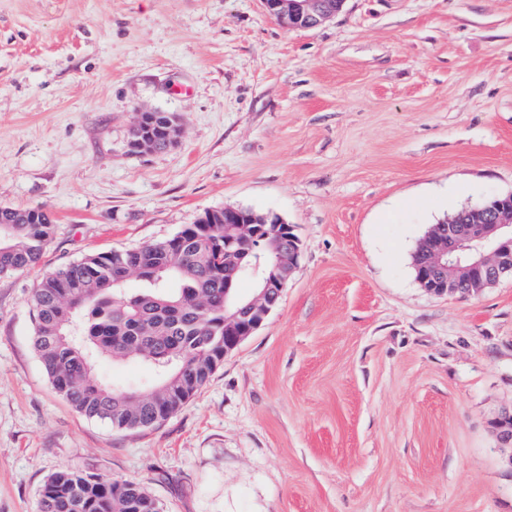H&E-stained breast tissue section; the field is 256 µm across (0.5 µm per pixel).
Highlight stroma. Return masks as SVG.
Instances as JSON below:
<instances>
[{
  "mask_svg": "<svg viewBox=\"0 0 512 512\" xmlns=\"http://www.w3.org/2000/svg\"><path fill=\"white\" fill-rule=\"evenodd\" d=\"M179 145L134 154L139 111ZM512 193V0H345L286 28L261 0H0V206L50 212L0 277V512L67 469L165 512H512V279L429 294L430 225ZM294 225L275 310L148 430L87 419L33 346L32 292L205 209Z\"/></svg>",
  "mask_w": 512,
  "mask_h": 512,
  "instance_id": "stroma-1",
  "label": "stroma"
}]
</instances>
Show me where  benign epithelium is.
Instances as JSON below:
<instances>
[{"label":"benign epithelium","mask_w":512,"mask_h":512,"mask_svg":"<svg viewBox=\"0 0 512 512\" xmlns=\"http://www.w3.org/2000/svg\"><path fill=\"white\" fill-rule=\"evenodd\" d=\"M265 11L286 26L297 27L306 23L313 28L336 15L328 0H262ZM224 259L229 265L236 262L242 248L232 251L235 242L230 232L241 234L247 225L256 224L253 241L268 242V249L275 254L273 268L266 271L267 262L260 258L251 265V275L263 277L262 295L275 301L288 284L297 260L288 259L284 250L287 240H269L263 224L268 216L259 215L242 207H225ZM418 263V283L428 293L436 296L464 292L463 286L477 278L486 286L502 279L512 278V194L504 196L501 205L487 206L475 212H462L445 226H437L428 234ZM448 271V280L442 281L438 273ZM271 308L266 304H253L248 315L242 311L229 312L224 308V354L235 351L240 344L264 323ZM493 427L504 448L512 449V409L499 414Z\"/></svg>","instance_id":"7a95c632"}]
</instances>
